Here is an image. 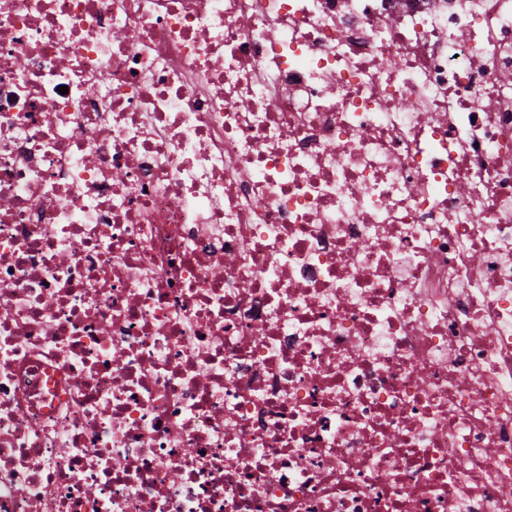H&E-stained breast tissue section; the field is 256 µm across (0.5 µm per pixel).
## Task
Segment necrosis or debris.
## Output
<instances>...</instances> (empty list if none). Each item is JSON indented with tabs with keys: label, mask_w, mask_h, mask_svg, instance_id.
Returning <instances> with one entry per match:
<instances>
[{
	"label": "necrosis or debris",
	"mask_w": 512,
	"mask_h": 512,
	"mask_svg": "<svg viewBox=\"0 0 512 512\" xmlns=\"http://www.w3.org/2000/svg\"><path fill=\"white\" fill-rule=\"evenodd\" d=\"M0 512H512V0H0Z\"/></svg>",
	"instance_id": "4bbe7bcc"
}]
</instances>
